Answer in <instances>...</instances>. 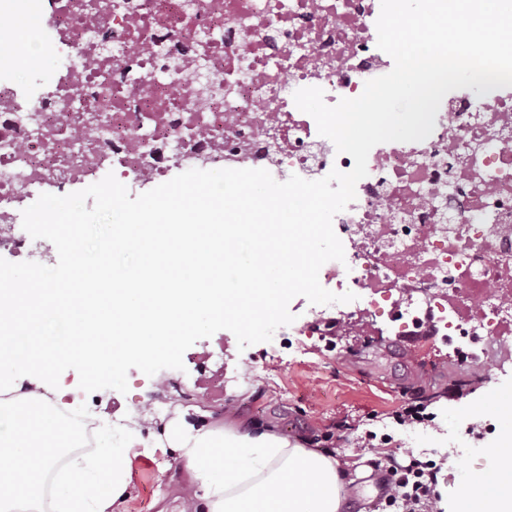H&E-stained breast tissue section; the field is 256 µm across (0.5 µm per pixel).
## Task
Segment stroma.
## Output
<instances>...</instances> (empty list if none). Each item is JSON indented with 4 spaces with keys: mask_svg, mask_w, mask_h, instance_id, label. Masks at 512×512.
<instances>
[{
    "mask_svg": "<svg viewBox=\"0 0 512 512\" xmlns=\"http://www.w3.org/2000/svg\"><path fill=\"white\" fill-rule=\"evenodd\" d=\"M291 329L300 333L299 345L277 350L268 342L242 350L232 332L218 331L185 352L182 374L164 369L149 377L130 369L124 394L112 389L85 394L77 372L69 369L49 396L74 402L80 414L101 427L134 420L136 408L144 406L170 418L177 405L188 403L217 423L227 417L266 423L288 439H305L309 449L339 462L360 461L369 467V475L349 487L353 512H381L388 494L381 466L389 454L405 465L413 458L429 459L430 449H447L438 489L448 501L474 476L492 474L489 443L476 433L494 416L491 393L475 373L451 365L439 352L408 359L391 336L333 338L327 327L299 314ZM174 376L181 377L183 392L165 388V380ZM452 380L466 385V397L449 396ZM419 400L429 403L433 422L412 429L389 422V414ZM366 430L387 433L392 441L372 449L356 447L355 438ZM452 434L465 441V450L449 448ZM130 483L131 495L120 512H178L194 489L174 451L153 453L141 446Z\"/></svg>",
    "mask_w": 512,
    "mask_h": 512,
    "instance_id": "1",
    "label": "stroma"
}]
</instances>
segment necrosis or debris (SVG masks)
<instances>
[{"mask_svg":"<svg viewBox=\"0 0 512 512\" xmlns=\"http://www.w3.org/2000/svg\"><path fill=\"white\" fill-rule=\"evenodd\" d=\"M380 0H0V16L36 27L54 79L16 77L0 51V245L23 202L114 174L169 179L170 146L277 181L350 171L293 94L327 104L391 71L377 46ZM356 198L333 219L344 261L322 286L349 303L312 305L319 322L384 320L402 336H438L459 365L512 374V87L442 100L431 135L374 146Z\"/></svg>","mask_w":512,"mask_h":512,"instance_id":"obj_1","label":"necrosis or debris"}]
</instances>
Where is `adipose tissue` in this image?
<instances>
[{
    "mask_svg": "<svg viewBox=\"0 0 512 512\" xmlns=\"http://www.w3.org/2000/svg\"><path fill=\"white\" fill-rule=\"evenodd\" d=\"M197 196L151 208L113 242L137 251L115 288H60L32 278L0 289V371L50 359H79L86 375L115 376L134 357L174 354L182 335L224 316L261 325L306 267L291 250V224L198 221ZM158 448H171L196 489L181 512H342L346 475L335 458L288 440L263 423L212 422L193 404L161 421ZM72 430L38 390L0 381V512H119L130 495V451L141 424L120 445L102 436L74 452ZM494 476L474 477L456 512H512V448L495 449Z\"/></svg>",
    "mask_w": 512,
    "mask_h": 512,
    "instance_id": "adipose-tissue-1",
    "label": "adipose tissue"
}]
</instances>
